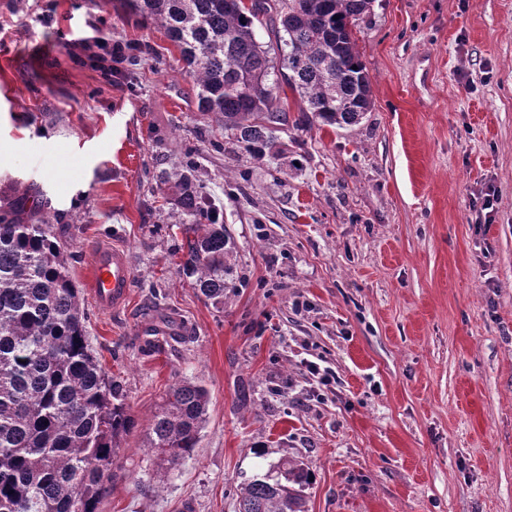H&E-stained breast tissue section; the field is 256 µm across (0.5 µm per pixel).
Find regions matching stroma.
Returning a JSON list of instances; mask_svg holds the SVG:
<instances>
[{"label": "stroma", "instance_id": "35a3bbf8", "mask_svg": "<svg viewBox=\"0 0 512 512\" xmlns=\"http://www.w3.org/2000/svg\"><path fill=\"white\" fill-rule=\"evenodd\" d=\"M6 2L0 198L56 212L75 284L104 243L132 269L125 306L84 303L137 422L100 512H236L285 458L307 512H512V0H375L355 31L371 112L293 132L278 165L208 145L178 50L119 0ZM105 33L152 46L135 80L88 56ZM188 147L234 244L219 304L179 274L149 189ZM183 380L207 422L170 469L145 444Z\"/></svg>", "mask_w": 512, "mask_h": 512}]
</instances>
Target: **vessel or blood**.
Here are the masks:
<instances>
[{"instance_id": "b4317fda", "label": "vessel or blood", "mask_w": 512, "mask_h": 512, "mask_svg": "<svg viewBox=\"0 0 512 512\" xmlns=\"http://www.w3.org/2000/svg\"><path fill=\"white\" fill-rule=\"evenodd\" d=\"M132 272L123 249L102 245L91 254L88 266L89 294L96 308L109 312L128 299Z\"/></svg>"}]
</instances>
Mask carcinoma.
<instances>
[{
    "label": "carcinoma",
    "instance_id": "obj_1",
    "mask_svg": "<svg viewBox=\"0 0 512 512\" xmlns=\"http://www.w3.org/2000/svg\"><path fill=\"white\" fill-rule=\"evenodd\" d=\"M123 0L146 24L164 29L193 83L198 111L235 148L278 161L281 134L313 123L345 128L371 111V79L354 30L374 0ZM276 11L288 47V87L306 109L279 110L268 51L255 23ZM189 150L161 172L159 189L182 220L178 271L214 303L224 302L232 253L218 209ZM41 213L29 224L21 201L0 208V512H100L121 439L134 427L121 382L109 377L86 333L80 289L65 250ZM207 390L184 381L155 413L146 444L175 468L197 447ZM308 472L287 458L241 487L238 512H306Z\"/></svg>",
    "mask_w": 512,
    "mask_h": 512
}]
</instances>
